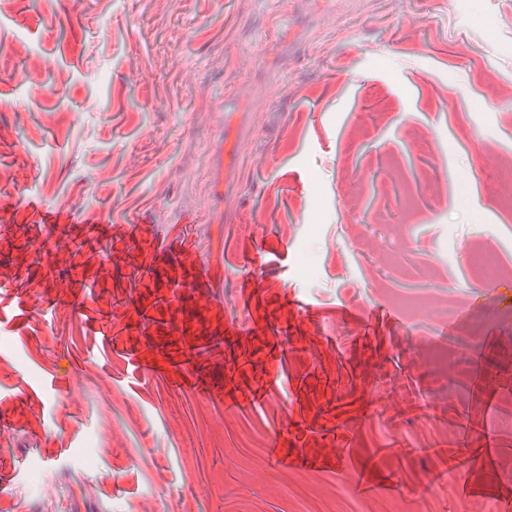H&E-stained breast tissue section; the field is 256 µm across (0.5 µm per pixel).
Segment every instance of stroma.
Returning a JSON list of instances; mask_svg holds the SVG:
<instances>
[{"mask_svg": "<svg viewBox=\"0 0 512 512\" xmlns=\"http://www.w3.org/2000/svg\"><path fill=\"white\" fill-rule=\"evenodd\" d=\"M507 156L512 0H0V512H280L283 475L336 474L348 445L424 512L511 495L497 468L464 499L374 455L454 439L459 411L512 435L421 359L482 356L512 397V323L468 338L512 309V276L472 270L512 266ZM379 279L448 303L389 319ZM390 372L376 417H337ZM270 381L263 404L228 395ZM412 381L426 409L389 420ZM275 444L292 463L209 498Z\"/></svg>", "mask_w": 512, "mask_h": 512, "instance_id": "35a3bbf8", "label": "stroma"}]
</instances>
